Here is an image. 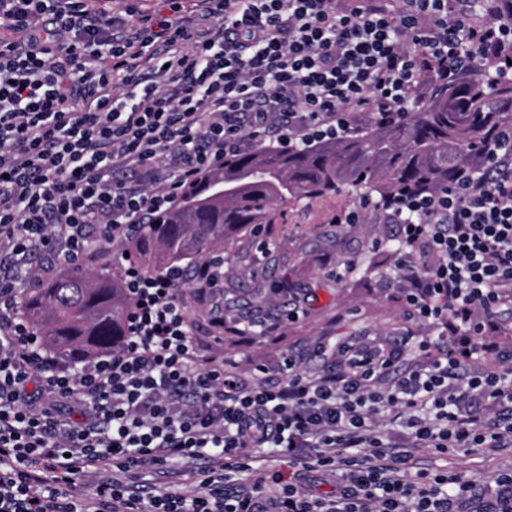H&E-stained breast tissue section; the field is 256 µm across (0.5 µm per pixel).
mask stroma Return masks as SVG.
<instances>
[{
  "label": "stroma",
  "mask_w": 512,
  "mask_h": 512,
  "mask_svg": "<svg viewBox=\"0 0 512 512\" xmlns=\"http://www.w3.org/2000/svg\"><path fill=\"white\" fill-rule=\"evenodd\" d=\"M358 202L355 193L303 201L277 218L266 253H259L249 236L230 240L227 251L239 260L224 266V286L199 300L195 290L180 295L196 330L204 359L237 365L244 381H253L255 367L291 355L301 372L318 376L336 360L327 348L344 340H365L383 346L398 342L407 325L398 285L399 254L382 256L371 272L356 269L374 242L397 244L394 224H338L336 214ZM223 317L224 328L214 327ZM278 322L269 335L240 336L230 325L240 317ZM418 470H445L478 484L492 483L499 470L512 467V447L493 450L459 449L446 455L420 451L413 460ZM197 464L179 462L144 472L145 488L162 493L192 491L198 485Z\"/></svg>",
  "instance_id": "obj_1"
}]
</instances>
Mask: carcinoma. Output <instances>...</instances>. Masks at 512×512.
<instances>
[{
	"label": "carcinoma",
	"instance_id": "carcinoma-1",
	"mask_svg": "<svg viewBox=\"0 0 512 512\" xmlns=\"http://www.w3.org/2000/svg\"><path fill=\"white\" fill-rule=\"evenodd\" d=\"M426 96L404 118L379 125L364 118L340 138L288 150L259 146L224 159L183 188L178 200L125 242L139 274L186 270L242 232L259 236L272 206L334 195L344 186L380 203L445 188L485 163L497 131L512 125V81L476 62L454 79L420 74ZM132 297L119 274L70 269L21 301L20 313L41 343L69 360L121 345Z\"/></svg>",
	"mask_w": 512,
	"mask_h": 512
}]
</instances>
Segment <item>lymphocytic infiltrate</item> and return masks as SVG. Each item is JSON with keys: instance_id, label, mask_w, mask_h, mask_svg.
<instances>
[{"instance_id": "1", "label": "lymphocytic infiltrate", "mask_w": 512, "mask_h": 512, "mask_svg": "<svg viewBox=\"0 0 512 512\" xmlns=\"http://www.w3.org/2000/svg\"><path fill=\"white\" fill-rule=\"evenodd\" d=\"M153 17L112 0H0V512H512V471L494 488L411 472L415 450L512 445V127L486 165L442 191L367 212L401 227L400 283L417 362L334 350L318 377L292 358L252 384L201 363L182 271L124 278L122 345L74 365L20 314L41 273L126 240L226 157L338 138L360 112L395 120L420 72L492 55L512 78L502 0H163ZM430 332L416 337L415 330ZM401 426V443L378 420ZM272 448L293 477L252 465ZM200 460L189 493L136 492L147 468ZM338 472L336 490L306 488ZM100 479L92 507L72 490ZM249 482H242V474Z\"/></svg>"}]
</instances>
